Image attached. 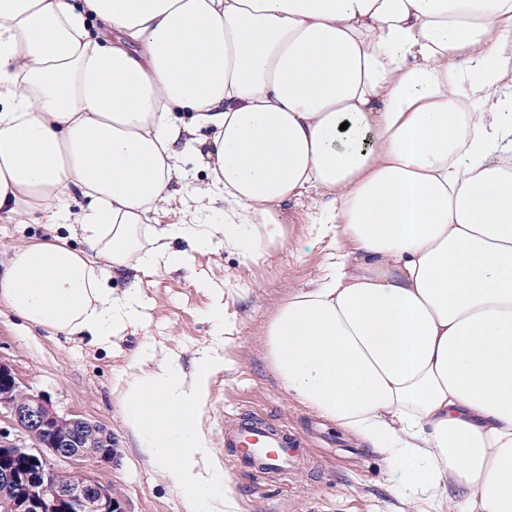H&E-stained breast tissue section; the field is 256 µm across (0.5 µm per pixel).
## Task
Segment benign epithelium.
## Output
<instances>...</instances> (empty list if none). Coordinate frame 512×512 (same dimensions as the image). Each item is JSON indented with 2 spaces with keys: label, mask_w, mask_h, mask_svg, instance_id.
<instances>
[{
  "label": "benign epithelium",
  "mask_w": 512,
  "mask_h": 512,
  "mask_svg": "<svg viewBox=\"0 0 512 512\" xmlns=\"http://www.w3.org/2000/svg\"><path fill=\"white\" fill-rule=\"evenodd\" d=\"M0 409L13 428L0 429V512H124L110 487L47 463L49 455L59 462L84 458L88 440L98 444L96 459L112 462L117 448L106 426L59 414L47 398L24 391L1 361Z\"/></svg>",
  "instance_id": "benign-epithelium-1"
}]
</instances>
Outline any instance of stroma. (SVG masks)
I'll use <instances>...</instances> for the list:
<instances>
[{
    "mask_svg": "<svg viewBox=\"0 0 512 512\" xmlns=\"http://www.w3.org/2000/svg\"><path fill=\"white\" fill-rule=\"evenodd\" d=\"M317 199L303 196L287 206V240L255 262L234 252L196 256L190 269L163 275L126 270L112 286L122 291L138 280L145 301L142 325L113 335L102 348L86 340L48 336L29 327L0 304V361L14 371L24 390L50 398L62 413L98 421L109 428L118 458L103 463L88 456L76 470L112 488L124 512H183L181 492L162 481L142 459L123 427L113 392L129 358L146 343L178 356L191 369L211 343L205 313L214 289H221L234 329L223 350L224 366L212 378L203 423L224 455V424L249 409L304 435L314 465L292 487H265L236 479L240 512H381L392 503L394 474L370 448L304 409L283 391L264 360L263 329L289 288H304L317 275L326 245L313 241L306 224ZM209 280L206 288L198 279Z\"/></svg>",
    "mask_w": 512,
    "mask_h": 512,
    "instance_id": "obj_1",
    "label": "stroma"
}]
</instances>
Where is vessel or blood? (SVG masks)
<instances>
[{"mask_svg":"<svg viewBox=\"0 0 512 512\" xmlns=\"http://www.w3.org/2000/svg\"><path fill=\"white\" fill-rule=\"evenodd\" d=\"M224 455L231 473L261 485L292 481L311 458L304 438L250 411L226 422Z\"/></svg>","mask_w":512,"mask_h":512,"instance_id":"vessel-or-blood-1","label":"vessel or blood"}]
</instances>
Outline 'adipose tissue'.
I'll use <instances>...</instances> for the list:
<instances>
[{
    "mask_svg": "<svg viewBox=\"0 0 512 512\" xmlns=\"http://www.w3.org/2000/svg\"><path fill=\"white\" fill-rule=\"evenodd\" d=\"M510 101L512 0H0V220L49 226L0 304L110 344L143 318L120 271L259 259L313 194L319 272L263 329L280 386L395 468L392 512H512ZM208 320L191 371L146 345L113 391L184 512H238L202 421L223 292Z\"/></svg>",
    "mask_w": 512,
    "mask_h": 512,
    "instance_id": "1",
    "label": "adipose tissue"
}]
</instances>
